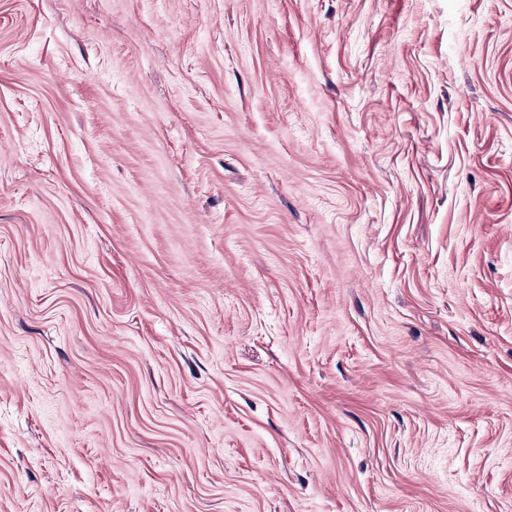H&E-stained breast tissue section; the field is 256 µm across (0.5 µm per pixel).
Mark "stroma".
Wrapping results in <instances>:
<instances>
[{
    "label": "stroma",
    "instance_id": "obj_1",
    "mask_svg": "<svg viewBox=\"0 0 512 512\" xmlns=\"http://www.w3.org/2000/svg\"><path fill=\"white\" fill-rule=\"evenodd\" d=\"M0 512H512V0H0Z\"/></svg>",
    "mask_w": 512,
    "mask_h": 512
}]
</instances>
